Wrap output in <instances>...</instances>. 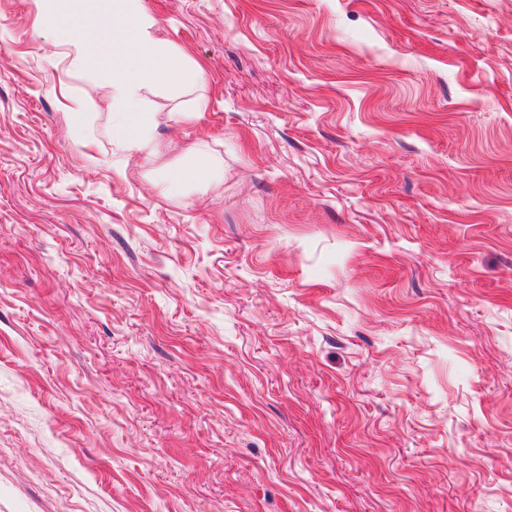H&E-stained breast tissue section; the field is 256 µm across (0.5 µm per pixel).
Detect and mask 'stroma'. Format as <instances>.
Masks as SVG:
<instances>
[{
    "instance_id": "obj_1",
    "label": "stroma",
    "mask_w": 512,
    "mask_h": 512,
    "mask_svg": "<svg viewBox=\"0 0 512 512\" xmlns=\"http://www.w3.org/2000/svg\"><path fill=\"white\" fill-rule=\"evenodd\" d=\"M145 3L179 194L0 0V512H512V0Z\"/></svg>"
}]
</instances>
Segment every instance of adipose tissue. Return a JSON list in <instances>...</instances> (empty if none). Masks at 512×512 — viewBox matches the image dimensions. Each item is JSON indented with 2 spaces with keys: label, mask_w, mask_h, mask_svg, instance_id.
Masks as SVG:
<instances>
[{
  "label": "adipose tissue",
  "mask_w": 512,
  "mask_h": 512,
  "mask_svg": "<svg viewBox=\"0 0 512 512\" xmlns=\"http://www.w3.org/2000/svg\"><path fill=\"white\" fill-rule=\"evenodd\" d=\"M40 18L49 28L73 27V36L61 44V54L77 69L90 64L84 29H93L102 42L111 44V63L101 66L94 77L118 107L117 137L128 155H158L154 120L140 106L141 90L158 83L191 89L201 72L174 64L167 46L152 35L154 20L143 0H42Z\"/></svg>",
  "instance_id": "1"
}]
</instances>
